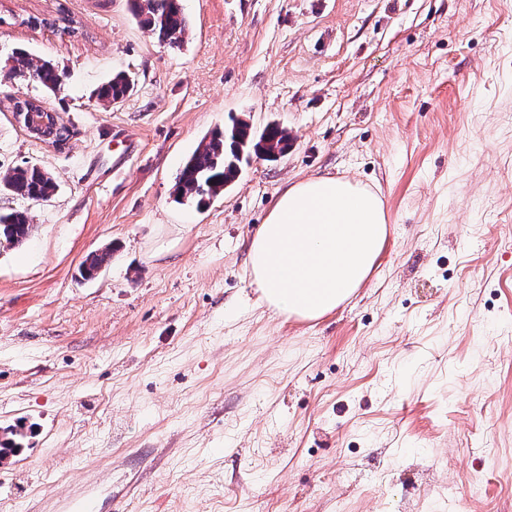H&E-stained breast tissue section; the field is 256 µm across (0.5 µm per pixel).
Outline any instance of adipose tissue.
Segmentation results:
<instances>
[{"instance_id": "ef3b65f1", "label": "adipose tissue", "mask_w": 512, "mask_h": 512, "mask_svg": "<svg viewBox=\"0 0 512 512\" xmlns=\"http://www.w3.org/2000/svg\"><path fill=\"white\" fill-rule=\"evenodd\" d=\"M386 236L375 192L332 176L297 181L250 241L252 282L276 312L321 318L364 285Z\"/></svg>"}]
</instances>
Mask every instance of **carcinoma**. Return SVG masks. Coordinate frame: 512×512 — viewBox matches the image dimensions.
I'll list each match as a JSON object with an SVG mask.
<instances>
[{
    "label": "carcinoma",
    "mask_w": 512,
    "mask_h": 512,
    "mask_svg": "<svg viewBox=\"0 0 512 512\" xmlns=\"http://www.w3.org/2000/svg\"><path fill=\"white\" fill-rule=\"evenodd\" d=\"M132 9L141 25L158 42L171 47L184 43L188 21L179 0H131ZM10 71L31 79L46 90L58 93L64 88L63 73L46 60L37 61L24 50L17 49L10 56ZM133 91V83L122 71L97 89V101L112 106L125 100ZM291 137L278 125H270L259 134L244 119L216 129L204 136L182 167L175 183V194L181 200L197 205L224 193V188L235 183L243 164L256 157H276L288 151ZM0 187L23 198L47 199L56 190V183L47 171L36 166H18L0 177ZM31 225L26 213H0V242L11 246L22 244L29 236ZM112 259V248L89 257L82 266L86 278H94Z\"/></svg>",
    "instance_id": "obj_1"
}]
</instances>
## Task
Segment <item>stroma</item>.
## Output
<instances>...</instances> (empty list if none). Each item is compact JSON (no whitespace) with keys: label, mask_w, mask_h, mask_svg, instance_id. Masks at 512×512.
Here are the masks:
<instances>
[{"label":"stroma","mask_w":512,"mask_h":512,"mask_svg":"<svg viewBox=\"0 0 512 512\" xmlns=\"http://www.w3.org/2000/svg\"><path fill=\"white\" fill-rule=\"evenodd\" d=\"M178 47L129 0H0V174L47 200L0 246V512H512V0H181ZM74 22L62 33L59 14ZM21 47L61 92L8 78ZM134 91L105 107L116 72ZM17 98L75 131L29 136ZM276 124L204 208L176 177L211 130ZM313 176L379 194L367 282L316 322L247 266L278 195ZM112 247L84 279L80 265ZM0 187L28 199H48L56 190V183L47 171L36 166H18L0 177Z\"/></svg>","instance_id":"obj_1"}]
</instances>
